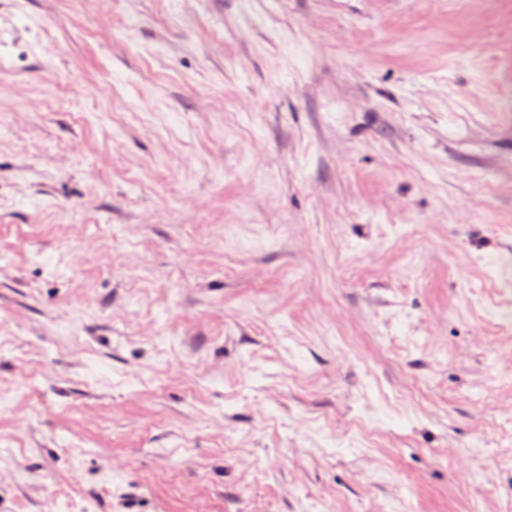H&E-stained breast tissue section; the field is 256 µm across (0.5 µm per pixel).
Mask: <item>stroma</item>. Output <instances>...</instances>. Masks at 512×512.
Here are the masks:
<instances>
[{
  "label": "stroma",
  "instance_id": "stroma-1",
  "mask_svg": "<svg viewBox=\"0 0 512 512\" xmlns=\"http://www.w3.org/2000/svg\"><path fill=\"white\" fill-rule=\"evenodd\" d=\"M512 512V0H0V512Z\"/></svg>",
  "mask_w": 512,
  "mask_h": 512
}]
</instances>
